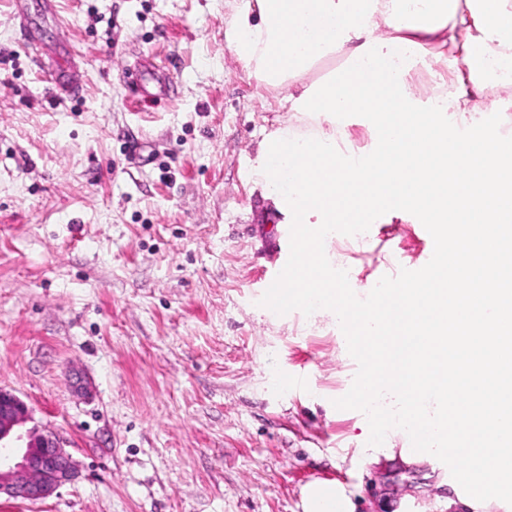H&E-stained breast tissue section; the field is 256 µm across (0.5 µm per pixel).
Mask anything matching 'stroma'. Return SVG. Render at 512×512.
I'll list each match as a JSON object with an SVG mask.
<instances>
[{
	"label": "stroma",
	"instance_id": "stroma-1",
	"mask_svg": "<svg viewBox=\"0 0 512 512\" xmlns=\"http://www.w3.org/2000/svg\"><path fill=\"white\" fill-rule=\"evenodd\" d=\"M42 2V40L66 36L83 89L56 94L55 59L0 0V388L79 476L0 512H302L315 481L356 512H476L444 459L404 455L407 426L381 433L350 401L335 315L261 311L280 227L251 167L294 115L227 46L240 0ZM146 59L167 99H133L124 74ZM338 237L350 250L322 260L362 305L433 260L412 214Z\"/></svg>",
	"mask_w": 512,
	"mask_h": 512
}]
</instances>
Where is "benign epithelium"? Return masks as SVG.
I'll return each mask as SVG.
<instances>
[{
    "label": "benign epithelium",
    "instance_id": "7a95c632",
    "mask_svg": "<svg viewBox=\"0 0 512 512\" xmlns=\"http://www.w3.org/2000/svg\"><path fill=\"white\" fill-rule=\"evenodd\" d=\"M27 405L15 394L0 389V447H17V460L0 459V496L36 502L71 482L76 463L56 435L24 429Z\"/></svg>",
    "mask_w": 512,
    "mask_h": 512
}]
</instances>
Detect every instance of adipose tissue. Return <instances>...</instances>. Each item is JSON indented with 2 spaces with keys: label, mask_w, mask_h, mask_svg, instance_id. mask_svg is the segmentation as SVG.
Instances as JSON below:
<instances>
[{
  "label": "adipose tissue",
  "mask_w": 512,
  "mask_h": 512,
  "mask_svg": "<svg viewBox=\"0 0 512 512\" xmlns=\"http://www.w3.org/2000/svg\"><path fill=\"white\" fill-rule=\"evenodd\" d=\"M228 45L249 72L271 87L288 88L291 126L263 139L253 175L289 214L320 234L376 215L408 212L433 226L441 257L401 285L388 325V352L399 366L389 390L437 395L456 381L462 394L442 400L433 424L453 425L469 455L458 480L479 500L512 498V282L484 278L495 261L512 258V234L495 249L483 242L484 221L512 211V139L488 138L474 114L487 103L488 64L512 63V0H243ZM336 53L345 66L327 81L308 80L315 64ZM452 60L440 91L429 98L412 89L416 57ZM392 101L389 129L363 124L371 150L396 162L375 178L351 177L354 155L349 117L364 94ZM320 157L322 182L296 172L299 157ZM456 155L465 181H417L414 168H433ZM465 282L456 298L443 283ZM298 305L337 315L355 327L360 307L335 272L315 264L300 273ZM348 488L316 482L303 492L304 512H354Z\"/></svg>",
  "instance_id": "adipose-tissue-1"
}]
</instances>
